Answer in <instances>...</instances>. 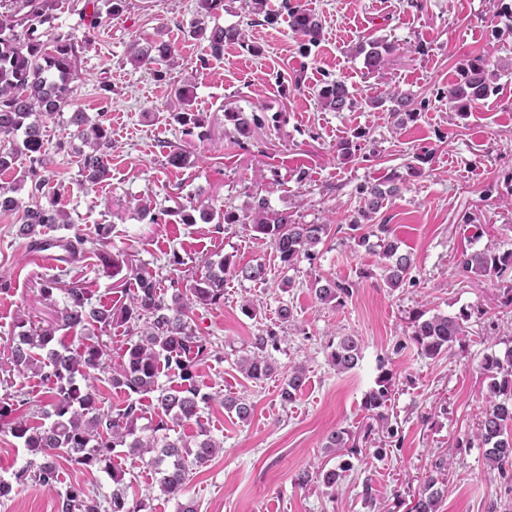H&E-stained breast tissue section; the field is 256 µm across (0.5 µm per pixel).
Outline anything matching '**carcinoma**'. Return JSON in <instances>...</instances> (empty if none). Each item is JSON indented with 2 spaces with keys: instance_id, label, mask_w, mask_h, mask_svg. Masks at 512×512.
Listing matches in <instances>:
<instances>
[{
  "instance_id": "1",
  "label": "carcinoma",
  "mask_w": 512,
  "mask_h": 512,
  "mask_svg": "<svg viewBox=\"0 0 512 512\" xmlns=\"http://www.w3.org/2000/svg\"><path fill=\"white\" fill-rule=\"evenodd\" d=\"M77 2L81 3L79 13L85 25L80 36L55 26L59 0H9L7 13H0V172L15 170L23 161L29 163L19 184H0V212L21 213L17 233L32 244L56 226H71L67 212L38 202L54 177V172L48 169L41 118L59 114L73 105L75 82L80 78L78 64L100 27L102 14L117 15L129 6L127 0ZM284 8L288 26L301 40V46L316 44L322 29L316 15L300 4L286 3ZM222 9L224 0H199L189 37L206 44L216 59L223 56L226 43L244 45L251 53L260 52L259 46L246 42L242 29L209 23L208 18ZM43 26L50 31L46 41L39 33ZM396 51L397 46L384 38L368 39L357 49L364 55V65L370 73L385 70ZM173 54V46L158 35L143 44L133 43L129 58L138 66L166 61ZM497 81V64L492 57L483 55L468 61L459 80L448 87L449 109L461 117L467 115L477 104L499 93ZM318 101L332 112H342L356 104L349 86L337 79L324 83ZM387 102L391 103L388 118L394 124L416 118L412 99L397 87L391 86L381 97L370 100L376 108ZM193 103L194 85L178 87L170 104V118L181 127L182 135L201 141L209 136V120L205 113L193 109ZM224 121L232 124L238 135L248 138L257 116L249 118L241 112H226ZM68 123L74 127L72 138L83 144L77 151L80 182L94 186L109 175L110 125L102 118L89 120L86 112L78 108L73 110ZM414 170V166L408 165L404 173L395 170L360 185L359 206L349 217L352 236L363 243L376 238L371 247L385 259L383 282L392 291L413 281L415 261L411 253L400 250V242L389 225L376 224L374 220L386 200L405 189ZM27 181L32 201L25 204L14 193ZM254 200L249 216L242 217L231 210L218 212L193 203L183 207L178 215L183 224L213 222L218 234L226 224H242L249 219L253 231L266 240L283 265L294 267L304 259H314L315 248L330 235L331 225L299 224L288 215L269 211L265 198L256 196ZM109 233L110 228L101 225L94 237L76 232L65 238V265L54 268V274L45 277L39 288L42 299L50 302L54 291H63L64 303L54 310L50 323L21 318L14 324L11 363L19 373L29 371L47 386L43 405L33 410L26 408L30 401L15 388L13 380L0 379L4 388L0 396V421L10 420L11 436L30 455L17 479L28 477L55 493L60 512H140L142 502L129 501L128 490L133 482L126 480L125 471L112 464L123 448L141 458L148 457L146 465L152 469L164 496L177 499L184 494L193 470L207 464L221 449L220 443L201 426V412L210 396L200 392L195 381L196 369L215 356V350L212 342L192 326L194 310L224 303V281L228 277L252 282L266 280L263 264L239 267L220 255L215 260H206L204 271L187 281L170 278L173 294L169 298L160 281L145 271L135 275V287L128 293L129 304L117 311L105 305L97 307L92 305L87 289L66 278L78 256L91 254L105 267H121L120 260L105 250ZM455 275L496 278L512 305V249H464L456 261ZM351 288L350 283L327 280L315 287V295L322 304H341L350 296ZM469 318L464 310L456 316L429 315L421 310L410 318L409 340L420 355L435 359L462 341ZM90 326L104 331L122 326L126 335L137 340L125 349L119 365L113 367L108 364L106 346L100 341L85 336L77 345L69 346L57 337L61 330H86ZM281 342L276 330H260L253 337L250 353L238 362L240 372L253 381L271 377L275 365L269 350H279ZM359 358L360 343L355 336L341 337L329 354L331 365L339 373L353 369ZM481 368L488 384L486 406L478 418L476 435L488 465L502 470L512 466V347L501 355H485ZM96 371L107 375L110 387L127 395L124 408L112 411L101 406L92 385L87 383ZM163 375L169 378V383H160ZM305 381L303 366L289 370L281 387V401L294 402ZM392 392V375L385 372L378 377L376 388L365 396L364 407L379 419H386L384 409L388 408ZM149 395L154 396L156 421L149 426L151 435L145 436L138 421L144 418L140 401ZM224 408L242 422L253 414L252 403L242 398L225 399ZM192 420L199 425L194 442L181 436L170 438L168 432ZM62 461L86 470L107 472L112 492L100 496L88 494L79 485L61 487ZM449 465L447 457L437 456L424 474L410 512H439L448 492ZM352 467L351 461L342 459L327 471L304 469L297 476V484L306 486L318 480L332 488Z\"/></svg>"
}]
</instances>
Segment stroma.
Returning <instances> with one entry per match:
<instances>
[{
	"label": "stroma",
	"instance_id": "stroma-1",
	"mask_svg": "<svg viewBox=\"0 0 512 512\" xmlns=\"http://www.w3.org/2000/svg\"><path fill=\"white\" fill-rule=\"evenodd\" d=\"M322 24L319 42L300 51L281 13V0H267L277 12L275 25L247 26L246 0H224L216 21L244 27L261 54L226 44L222 58H209L203 44L187 35L198 0H129L118 16L104 17L80 59L82 80L75 104L90 117L106 113L112 127L110 175L96 186L79 183L73 150L57 151L71 138L67 114L44 119L49 165L56 179L42 205L70 214L74 229L95 236L110 226L112 254L124 258L120 270L88 258L74 264L71 279L87 288L93 303L120 306L122 284L137 269L167 278V260L179 254L187 274L200 272L214 253L239 265L264 264L265 282L228 279L224 303L196 309L194 320L216 357L197 368L196 383L211 401L202 416L223 449L200 468L185 497L197 512H407L410 496L437 456H447L448 493L439 512H488L490 503L512 505V466L490 468L484 451L466 447L485 406L484 354L512 346V305L505 304L495 278L458 279L454 264L462 250L512 249V0H299ZM163 33L175 47L163 63V80L154 64L132 65L134 40ZM386 38L398 51L385 73H368L356 48L370 38ZM496 52L503 60L498 95L478 104L467 119L448 109L446 94L467 59ZM340 79L357 93V105L344 112L322 110L317 91ZM112 86L102 103L101 82ZM195 87L194 107L210 121L209 139L184 137L169 118L176 87ZM413 98L418 116L403 126L388 124L371 107L385 84ZM263 119L243 144L232 141L224 125L228 112ZM364 132L362 156L337 157L338 142ZM190 157L188 166L168 165L171 150ZM431 159L410 177L406 189L390 199L380 217L390 224L402 251L417 262L415 280L397 290L381 279L384 260L376 249L347 233L330 235L314 260L283 266L250 224H234L215 234L212 225L180 223L182 205L248 212L251 194L266 191L272 210L302 224H347L359 205L357 188L403 169L415 153ZM151 214L164 220L151 223ZM19 213L0 214V276L9 290L0 293V362L10 355L8 334L18 315L50 320L52 306L39 295L44 267L28 263L26 239L17 234ZM354 283L342 305L319 303L317 282ZM259 304L257 318L241 310L243 300ZM288 304L294 320L279 323ZM425 310L448 315L467 310L468 336L436 359L418 355L408 342V316ZM277 327L283 341L274 352L276 370L254 382L238 370L260 329ZM360 340L361 359L345 373L328 361L332 343L342 336ZM306 369V382L291 404L280 388L293 365ZM391 373L394 394L387 424H370L364 398L382 373ZM243 397L254 406L248 422L224 407L225 397ZM346 429L363 453L336 487H302L296 475L311 464L332 468L336 451L327 448L330 432ZM29 459L25 448L0 431V478L12 493L0 498V512H58L57 498L32 480H17ZM136 478L133 492L143 512H177L152 485L139 457L115 458ZM373 498L365 500L364 487Z\"/></svg>",
	"mask_w": 512,
	"mask_h": 512
}]
</instances>
